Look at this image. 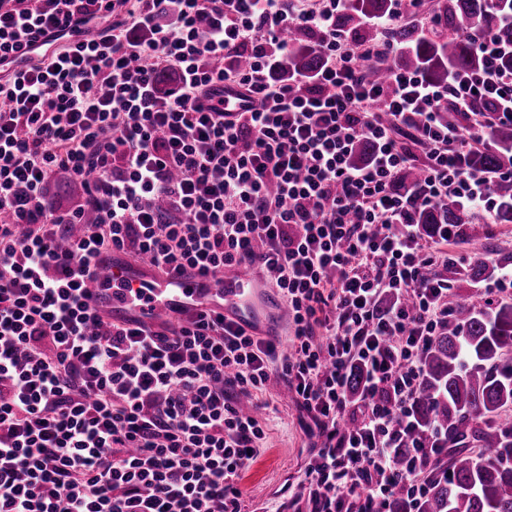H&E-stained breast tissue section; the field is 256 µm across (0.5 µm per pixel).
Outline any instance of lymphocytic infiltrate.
<instances>
[{"label":"lymphocytic infiltrate","instance_id":"lymphocytic-infiltrate-1","mask_svg":"<svg viewBox=\"0 0 512 512\" xmlns=\"http://www.w3.org/2000/svg\"><path fill=\"white\" fill-rule=\"evenodd\" d=\"M348 3L0 0V61L38 56L0 80V512H242L265 431L237 399L276 368L319 440L294 494L306 512H387L399 491L420 505L447 445L413 433L419 359L448 320L436 269L457 233L425 239L414 215L452 198L492 214L495 182L512 180L470 163L512 126V42L476 37L480 67L445 85L397 67L374 82L394 47L349 39ZM293 30L320 36L312 76L279 75ZM228 87L251 111H225ZM362 141L373 152L356 165ZM418 161L423 179L397 191ZM61 172L83 205L49 203ZM115 250L161 272L271 278L292 311L288 352L206 310L112 323L85 283Z\"/></svg>","mask_w":512,"mask_h":512}]
</instances>
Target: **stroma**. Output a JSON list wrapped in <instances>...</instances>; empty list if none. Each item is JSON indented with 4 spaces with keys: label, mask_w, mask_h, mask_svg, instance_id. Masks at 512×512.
I'll return each mask as SVG.
<instances>
[{
    "label": "stroma",
    "mask_w": 512,
    "mask_h": 512,
    "mask_svg": "<svg viewBox=\"0 0 512 512\" xmlns=\"http://www.w3.org/2000/svg\"><path fill=\"white\" fill-rule=\"evenodd\" d=\"M265 438L239 481L242 512H295L293 492L314 455L305 414L280 371H272L256 401Z\"/></svg>",
    "instance_id": "1"
}]
</instances>
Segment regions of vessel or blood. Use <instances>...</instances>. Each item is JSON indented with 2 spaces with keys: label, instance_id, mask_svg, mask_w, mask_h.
Masks as SVG:
<instances>
[{
  "label": "vessel or blood",
  "instance_id": "b4317fda",
  "mask_svg": "<svg viewBox=\"0 0 512 512\" xmlns=\"http://www.w3.org/2000/svg\"><path fill=\"white\" fill-rule=\"evenodd\" d=\"M97 268L100 277L88 300L118 324L185 319L203 307L257 325L263 323L268 312L278 325L288 321L286 303L272 295H261L260 277L253 271L243 269L227 278H212L182 268L158 275L150 261L132 264L116 251L100 255Z\"/></svg>",
  "mask_w": 512,
  "mask_h": 512
}]
</instances>
